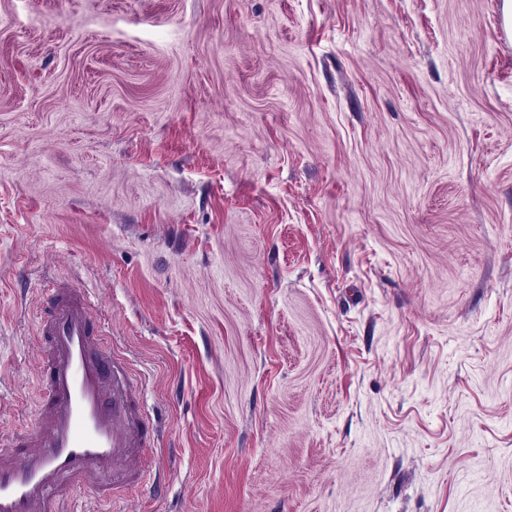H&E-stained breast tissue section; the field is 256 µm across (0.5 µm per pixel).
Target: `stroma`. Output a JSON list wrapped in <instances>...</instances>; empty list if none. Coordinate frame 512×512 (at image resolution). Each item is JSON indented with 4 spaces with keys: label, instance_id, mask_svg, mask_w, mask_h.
Here are the masks:
<instances>
[{
    "label": "stroma",
    "instance_id": "obj_1",
    "mask_svg": "<svg viewBox=\"0 0 512 512\" xmlns=\"http://www.w3.org/2000/svg\"><path fill=\"white\" fill-rule=\"evenodd\" d=\"M61 280L158 431L86 512H512L503 0H0V445Z\"/></svg>",
    "mask_w": 512,
    "mask_h": 512
}]
</instances>
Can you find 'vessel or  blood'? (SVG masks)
<instances>
[{
	"label": "vessel or blood",
	"mask_w": 512,
	"mask_h": 512,
	"mask_svg": "<svg viewBox=\"0 0 512 512\" xmlns=\"http://www.w3.org/2000/svg\"><path fill=\"white\" fill-rule=\"evenodd\" d=\"M43 402L29 431L0 448V512H79L58 499L63 482L111 498L146 479L150 422L134 378L105 341L95 304L57 282L40 316Z\"/></svg>",
	"instance_id": "vessel-or-blood-1"
}]
</instances>
